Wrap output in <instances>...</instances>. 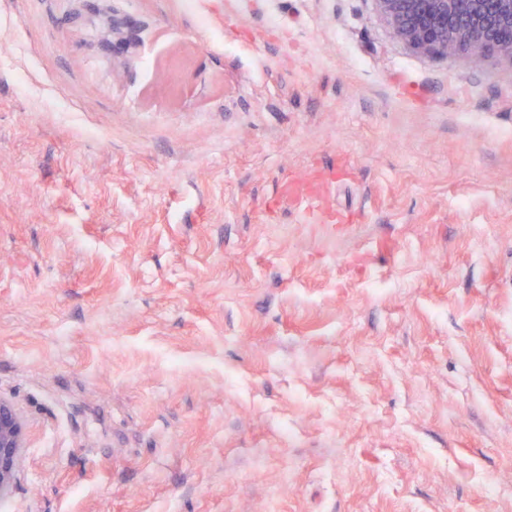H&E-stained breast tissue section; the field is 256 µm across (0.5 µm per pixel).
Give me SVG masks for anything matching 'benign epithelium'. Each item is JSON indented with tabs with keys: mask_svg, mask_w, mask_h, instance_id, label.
Returning <instances> with one entry per match:
<instances>
[{
	"mask_svg": "<svg viewBox=\"0 0 512 512\" xmlns=\"http://www.w3.org/2000/svg\"><path fill=\"white\" fill-rule=\"evenodd\" d=\"M392 35L427 59L467 55L497 58L512 66V0H375ZM107 43L129 48L133 26L112 19ZM26 447L25 423L0 398V497L10 491Z\"/></svg>",
	"mask_w": 512,
	"mask_h": 512,
	"instance_id": "7a95c632",
	"label": "benign epithelium"
}]
</instances>
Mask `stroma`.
<instances>
[{"mask_svg":"<svg viewBox=\"0 0 512 512\" xmlns=\"http://www.w3.org/2000/svg\"><path fill=\"white\" fill-rule=\"evenodd\" d=\"M0 397V512H512V69L374 0H0ZM109 33L111 38H107V43H112V46L119 45L129 48L135 40L133 37V26L128 18H112L109 26ZM300 211L313 222L333 224L336 222L334 212H332L325 200V196L320 189H304L296 196ZM26 447L25 423L15 407L0 397V497L10 491Z\"/></svg>","mask_w":512,"mask_h":512,"instance_id":"35a3bbf8","label":"stroma"}]
</instances>
